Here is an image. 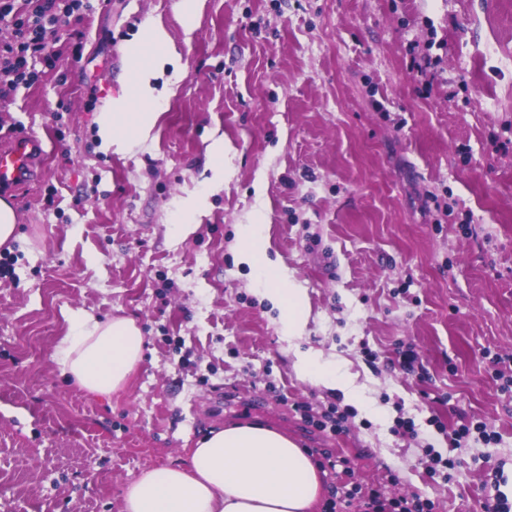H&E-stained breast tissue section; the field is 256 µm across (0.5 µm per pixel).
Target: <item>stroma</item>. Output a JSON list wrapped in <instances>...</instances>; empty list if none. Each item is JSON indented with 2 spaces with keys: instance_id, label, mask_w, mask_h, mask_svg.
Instances as JSON below:
<instances>
[{
  "instance_id": "35a3bbf8",
  "label": "stroma",
  "mask_w": 512,
  "mask_h": 512,
  "mask_svg": "<svg viewBox=\"0 0 512 512\" xmlns=\"http://www.w3.org/2000/svg\"><path fill=\"white\" fill-rule=\"evenodd\" d=\"M148 20L178 55L152 81L162 114L143 146L102 148L95 117ZM49 41L55 69L0 99V142L44 149L27 186L0 190L20 233L0 245V512H122L141 471L244 421L347 459L321 469L318 512L356 483L434 512L512 503V390L494 379L512 357V0H198L188 26L179 0H103ZM256 221L308 295L292 342L239 258ZM69 310L142 328L112 400L50 358ZM402 345L422 373L400 368ZM298 350L343 365L364 405L302 379ZM305 404L346 411L344 431L308 426ZM472 419L496 441L449 446Z\"/></svg>"
}]
</instances>
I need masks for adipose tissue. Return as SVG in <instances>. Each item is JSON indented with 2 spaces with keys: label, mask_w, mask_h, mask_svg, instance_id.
<instances>
[{
  "label": "adipose tissue",
  "mask_w": 512,
  "mask_h": 512,
  "mask_svg": "<svg viewBox=\"0 0 512 512\" xmlns=\"http://www.w3.org/2000/svg\"><path fill=\"white\" fill-rule=\"evenodd\" d=\"M170 53L165 30L143 23L128 48L126 83L96 117L103 147L129 149L147 138L161 107L150 81ZM239 240L241 261L258 273L266 297L281 311L282 334L291 340L302 336L305 291L269 258L263 225H241ZM66 321L68 329L51 355L61 376L107 398L124 391L143 360L137 322L130 317L102 322L82 310L69 312ZM295 367L313 384L363 404L342 365L305 352L297 354ZM323 493L316 465L287 434L261 423H234L199 439L186 462L144 470L126 486L122 512H315Z\"/></svg>",
  "instance_id": "obj_1"
}]
</instances>
